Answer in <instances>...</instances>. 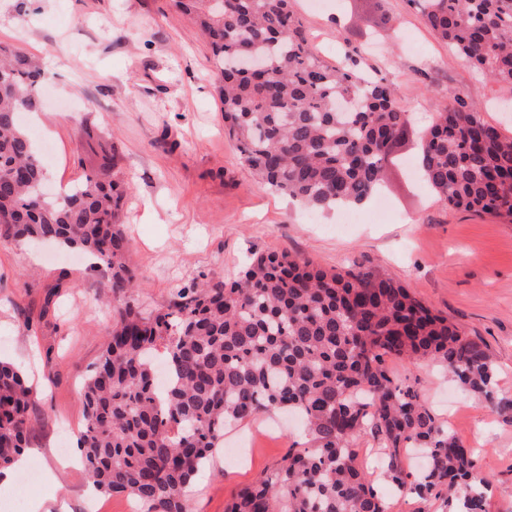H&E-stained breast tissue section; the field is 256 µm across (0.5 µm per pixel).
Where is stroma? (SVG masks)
<instances>
[{"instance_id":"obj_1","label":"stroma","mask_w":512,"mask_h":512,"mask_svg":"<svg viewBox=\"0 0 512 512\" xmlns=\"http://www.w3.org/2000/svg\"><path fill=\"white\" fill-rule=\"evenodd\" d=\"M309 41L337 63L346 45L380 30L365 61L386 76L416 122L455 95L481 105L484 120L512 136V86L475 73L422 24L409 0H294ZM0 41L37 55L48 76L43 111L23 117L53 184L75 183L117 148L132 183L122 212L129 263L148 307L194 278L228 279L252 253L285 252L326 271L359 264L401 282L436 314L492 350L499 396L512 398V223L440 201L408 164L420 150L408 131L387 167L380 201L339 213L307 210L267 188L224 131L211 51L172 0H0ZM101 272L76 252L0 244V359L37 385L29 410V465L0 490L13 499L53 498L71 512H129L130 499H85L81 469L62 466L84 418L80 388L112 329ZM418 380L425 401L477 458L490 481L487 512H512V414L502 417L451 381L437 363L391 362ZM298 420L263 413L228 427L194 480L190 512H224L234 492L279 467Z\"/></svg>"}]
</instances>
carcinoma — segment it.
I'll use <instances>...</instances> for the list:
<instances>
[{
    "label": "carcinoma",
    "instance_id": "obj_1",
    "mask_svg": "<svg viewBox=\"0 0 512 512\" xmlns=\"http://www.w3.org/2000/svg\"><path fill=\"white\" fill-rule=\"evenodd\" d=\"M208 40L224 127L244 164L270 189L313 211L369 200L411 125L386 78L348 49L337 65L311 48L291 0H174ZM424 25L491 81L512 85V0H411ZM255 50L264 76L238 67ZM45 73L0 44V243L52 240L108 272L117 321L83 381L77 438L96 490L141 512H189L185 489L224 439V425L277 410L300 415L310 443L241 488L226 512H387L356 440L372 439L384 477L421 500L447 496L487 512L489 483L428 409L417 381L387 359L440 362L490 411L496 391L486 344L374 270L326 272L275 252L253 255L227 280H192L152 309L129 266L121 203L125 175L105 165L59 196L19 114L40 108ZM351 107H336L340 100ZM420 167L450 207L512 222V136L462 97L442 102L423 137ZM32 388L0 361V467L27 444Z\"/></svg>",
    "mask_w": 512,
    "mask_h": 512
}]
</instances>
